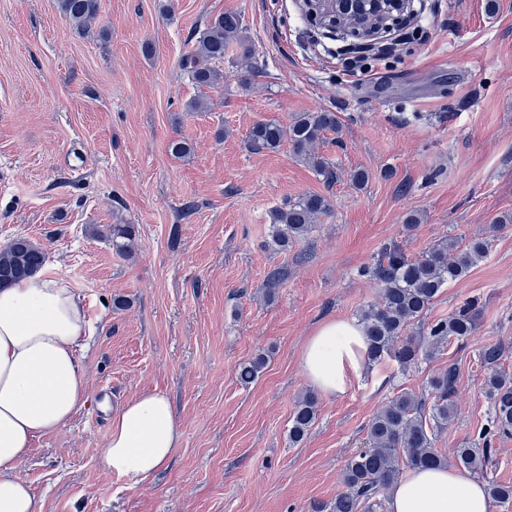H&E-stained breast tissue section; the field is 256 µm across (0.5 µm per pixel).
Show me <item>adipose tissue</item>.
<instances>
[{"label": "adipose tissue", "mask_w": 512, "mask_h": 512, "mask_svg": "<svg viewBox=\"0 0 512 512\" xmlns=\"http://www.w3.org/2000/svg\"><path fill=\"white\" fill-rule=\"evenodd\" d=\"M86 334L82 300L41 272L0 288V512H42L17 469L33 441L60 430L84 405L87 371L77 349ZM303 373L322 395L345 394L367 367L363 327L322 323L304 344ZM180 433L168 396L147 391L112 416L105 472L143 480L171 459ZM388 512H493L484 484L453 468L407 471L389 491Z\"/></svg>", "instance_id": "1"}]
</instances>
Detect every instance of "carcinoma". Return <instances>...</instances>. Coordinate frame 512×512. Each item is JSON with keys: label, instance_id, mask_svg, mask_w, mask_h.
Returning <instances> with one entry per match:
<instances>
[{"label": "carcinoma", "instance_id": "carcinoma-1", "mask_svg": "<svg viewBox=\"0 0 512 512\" xmlns=\"http://www.w3.org/2000/svg\"><path fill=\"white\" fill-rule=\"evenodd\" d=\"M57 5L78 33L108 38L107 30L95 32L92 28L99 14V0H57ZM231 43L241 48V66L247 73L244 80H249L255 70L252 46L243 35L239 16L222 13L207 20L205 31L185 58L184 71L192 83L210 88L223 81V72L212 63L224 59V50ZM336 130V114L331 111L299 112L286 125L278 121L256 124L250 131V146L274 150L286 140L296 156L332 180L335 172L315 147L325 133ZM329 209L328 199L313 193L270 210L271 246L288 249L304 238L316 219ZM106 235L112 238L116 250L124 253L135 236V227L114 224L106 228ZM488 249L486 237H474L462 247L450 236L422 256L410 259L398 243H388L375 263L361 271L379 288V299L360 315L367 359L374 363L391 360L406 372L419 364L422 354L471 335L479 315L476 299L462 303L448 317L427 322L425 316L442 289L464 279L486 257ZM45 263L46 253L38 243L25 236L16 237L0 249V285L27 279L42 270ZM415 324L418 331L413 336L410 327ZM503 354L499 343L489 344L478 353L480 364L487 370L484 386L490 409L477 438L454 450V461L484 479L490 497L507 508L512 505V485L497 481L487 472L488 461L496 451V439L512 435V376L498 369ZM265 364L262 354L241 364L239 382L252 383ZM454 383L455 369L450 366L429 379L426 392H400L381 405L367 426L365 447L345 464V490L333 501L316 505L314 512H380L384 491L400 479L404 469L448 465V459L433 448V443L437 433L456 416V406L451 401ZM316 415L317 400L313 395L296 402L288 431L291 443L303 440Z\"/></svg>", "mask_w": 512, "mask_h": 512}]
</instances>
